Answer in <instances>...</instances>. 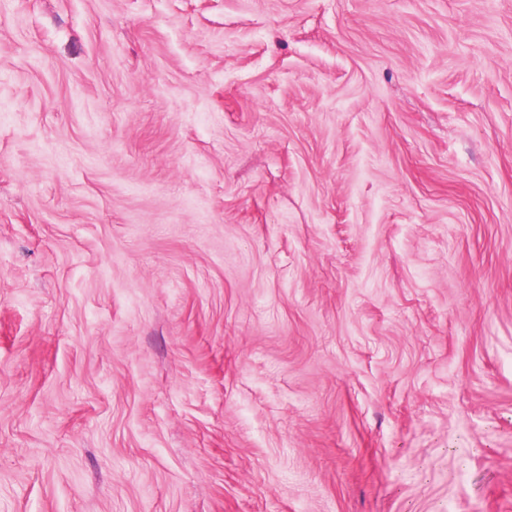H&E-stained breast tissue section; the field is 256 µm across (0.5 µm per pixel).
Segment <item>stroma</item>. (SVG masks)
I'll list each match as a JSON object with an SVG mask.
<instances>
[{"label":"stroma","mask_w":512,"mask_h":512,"mask_svg":"<svg viewBox=\"0 0 512 512\" xmlns=\"http://www.w3.org/2000/svg\"><path fill=\"white\" fill-rule=\"evenodd\" d=\"M0 512H512V0H0Z\"/></svg>","instance_id":"35a3bbf8"}]
</instances>
